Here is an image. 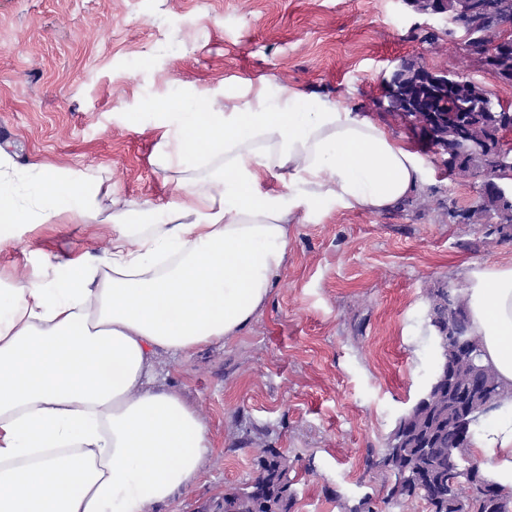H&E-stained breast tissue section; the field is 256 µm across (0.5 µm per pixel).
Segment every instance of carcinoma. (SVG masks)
I'll return each instance as SVG.
<instances>
[{"instance_id":"carcinoma-1","label":"carcinoma","mask_w":512,"mask_h":512,"mask_svg":"<svg viewBox=\"0 0 512 512\" xmlns=\"http://www.w3.org/2000/svg\"><path fill=\"white\" fill-rule=\"evenodd\" d=\"M445 16L456 24L472 15L479 21L481 41L494 43L512 27V0H445ZM497 73L512 81V49L497 53ZM398 92L386 101L387 112L398 116L419 101L433 111H448V80L440 72L425 78L422 64L403 59L396 72ZM453 112L427 136L425 119L414 121V134L431 138L441 167L453 175L464 171L475 178L478 202L468 209L448 205V217L464 224H487L490 232L512 235V197L484 185L499 167L500 133L512 127V111L463 73L455 74ZM427 326L431 336L448 337L438 351L433 379L422 397L398 420L383 451L366 458V466L387 478L386 509H402L420 499L428 512H512V492L487 478L466 452L476 427L459 410V393L470 382L476 390L470 410L479 414L484 399L501 394L494 371L481 362L479 338L469 328L465 300L450 288L428 294ZM256 476L241 487L224 491V512H292L296 500L293 463L277 448L254 449Z\"/></svg>"}]
</instances>
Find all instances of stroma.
<instances>
[{
  "label": "stroma",
  "instance_id": "obj_1",
  "mask_svg": "<svg viewBox=\"0 0 512 512\" xmlns=\"http://www.w3.org/2000/svg\"><path fill=\"white\" fill-rule=\"evenodd\" d=\"M440 18L401 0H0V153L5 182L29 194L38 170L90 174L95 218L35 224L0 249V279H51L46 256L98 254L109 238L111 196L148 204L133 223L163 218L176 182L212 169L161 168L168 129L157 103L196 94L215 110L242 78H265L374 110L384 72L414 57L462 72L512 103L501 82L448 37ZM423 189L393 212L335 210L293 225L280 278L251 328L228 344L156 361L157 385L183 395L207 424L211 449L177 512H204L226 489L252 480V450L281 449L296 471L294 512H341L380 502L378 454L418 400L436 365L427 329L435 288L465 292V265H512V239L448 216L475 206L473 179L448 175L419 149Z\"/></svg>",
  "mask_w": 512,
  "mask_h": 512
}]
</instances>
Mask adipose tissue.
Returning <instances> with one entry per match:
<instances>
[{"mask_svg": "<svg viewBox=\"0 0 512 512\" xmlns=\"http://www.w3.org/2000/svg\"><path fill=\"white\" fill-rule=\"evenodd\" d=\"M169 156L214 165L179 184L164 219L131 227L112 201L101 254L55 264L52 281L0 289V512H175L211 447L179 394L150 382L160 355L229 342L279 279L292 225L342 207L393 211L422 187L410 141L340 101L266 80L168 106ZM277 179L279 188L267 185ZM100 187L43 172L34 207L0 189V247L30 224L90 216ZM470 324L502 384L469 456L512 488V266L472 265Z\"/></svg>", "mask_w": 512, "mask_h": 512, "instance_id": "ef3b65f1", "label": "adipose tissue"}]
</instances>
